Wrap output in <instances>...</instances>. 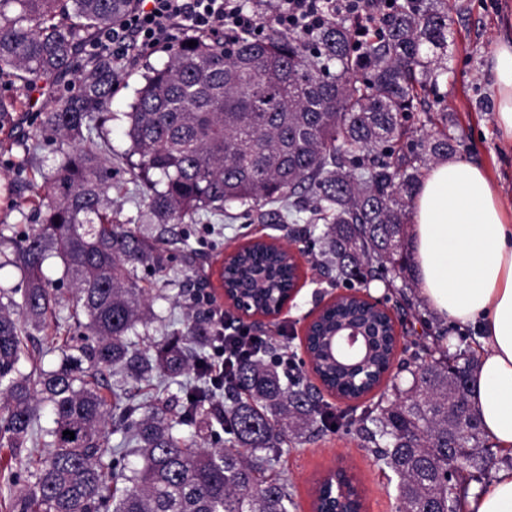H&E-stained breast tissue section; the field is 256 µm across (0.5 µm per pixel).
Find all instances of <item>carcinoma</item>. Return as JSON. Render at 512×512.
Instances as JSON below:
<instances>
[{"instance_id": "carcinoma-1", "label": "carcinoma", "mask_w": 512, "mask_h": 512, "mask_svg": "<svg viewBox=\"0 0 512 512\" xmlns=\"http://www.w3.org/2000/svg\"><path fill=\"white\" fill-rule=\"evenodd\" d=\"M435 0H413L392 13L363 50L340 19L311 42L298 33L177 40L168 62L144 75L125 113L126 160L149 185L147 207L160 224L221 211L232 204L264 206L288 199V217L311 236L322 220L318 265L347 288L397 271L410 274L407 221L421 169L456 152L443 130L415 135L407 122L433 84L427 48H448V13ZM130 0H0V76L24 84L71 72L85 42L122 18ZM197 42L190 47L188 42ZM118 74L101 57L74 91L44 113L40 134L67 142L44 194L29 199L40 222L16 241L15 264L26 288L21 310L0 300V501L9 512H290L287 480L260 474L276 460L288 435L328 426L330 412L313 387L284 368L285 352L268 343L240 358L224 379L185 392L180 409L156 398L119 422L124 451L141 460L107 476L111 457L105 427L121 394L103 389L105 372L134 381L173 380L188 368L191 350L207 347L210 316H191L185 331L154 343L155 355L133 349L131 336L152 316L137 267L170 269L166 240L119 223L104 209L112 167L97 151L94 133L106 121ZM138 156V162L131 161ZM158 179H152V176ZM55 256L76 288L75 315L94 339L62 352L46 370L27 369L26 337L58 305L43 265ZM290 256L264 241L243 247L225 284L245 290L266 311L290 286ZM356 322L372 337L365 371L339 366L323 337ZM395 336L388 318L356 299L325 310L308 350L323 382L345 394L364 372L389 362ZM405 363L410 385L378 406L358 432L398 478V512H462L468 484L491 462L471 405L477 359L440 361L433 347ZM224 392V406L212 397ZM52 406L53 426L39 425V404ZM228 435L229 448L193 446L179 425H210L209 409ZM69 430L75 438L63 435ZM50 440H43V436ZM26 461L34 482L19 485L12 463ZM122 483L112 494L109 479Z\"/></svg>"}]
</instances>
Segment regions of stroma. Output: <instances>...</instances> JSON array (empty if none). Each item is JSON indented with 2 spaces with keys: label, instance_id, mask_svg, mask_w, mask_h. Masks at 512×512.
<instances>
[{
  "label": "stroma",
  "instance_id": "stroma-1",
  "mask_svg": "<svg viewBox=\"0 0 512 512\" xmlns=\"http://www.w3.org/2000/svg\"><path fill=\"white\" fill-rule=\"evenodd\" d=\"M448 11V49L438 65L434 90L420 112L445 111L451 133L460 136L457 159L484 167L490 174L506 206L512 207V144L505 143L496 123L494 92L489 75L493 48L502 36H512V0H443ZM169 57V49H135L114 58L118 82L112 96V111L100 127L96 140L112 153L116 170L107 197L112 214L121 222L142 225L150 234H158L159 224L149 214L144 196L145 185L135 182L123 157L129 147L125 136V112L149 68H159ZM79 73L73 72L49 82L23 86L21 81L0 80V97L19 98L20 105L0 121V288L20 299L21 271L12 263L13 240L35 214L27 201L43 192L44 177L57 166L61 154L58 142L37 141L43 112L58 97L73 91ZM176 237L187 238L189 251L177 252L173 268L165 275L139 267V283L147 288L155 316L138 326L134 341L139 348L151 346L161 337L184 330L191 315L196 289L209 293L217 309H224L221 264L225 250L238 248L256 238L290 248L299 265V291L277 320L263 322L262 334L269 340L297 353L302 347L305 324L313 311L341 294L342 289L324 276L303 243L293 241L285 224L261 223L248 215L244 206L235 204L218 213L202 216L192 224L174 226ZM45 277L56 288L61 304L48 327L34 333L27 352L34 363L57 367L64 345L75 344L79 329L71 316L74 290L63 278L59 259H50ZM371 296L383 300L391 310L398 336L430 342L441 319L427 306L420 288H413L416 308L399 311V283L373 281L366 288ZM346 467L355 477L362 495L363 512H397V479L363 448L355 432L327 433L314 441L290 438L283 443L281 455L266 475L288 481L294 501L292 512H312L316 483L336 467Z\"/></svg>",
  "mask_w": 512,
  "mask_h": 512
}]
</instances>
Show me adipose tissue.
<instances>
[{
  "instance_id": "obj_1",
  "label": "adipose tissue",
  "mask_w": 512,
  "mask_h": 512,
  "mask_svg": "<svg viewBox=\"0 0 512 512\" xmlns=\"http://www.w3.org/2000/svg\"><path fill=\"white\" fill-rule=\"evenodd\" d=\"M496 122L512 144V40L491 59ZM413 261L422 296L452 323L483 322L487 347L473 406L485 434L512 449V213L488 172L450 159L434 165L413 203ZM470 512H512V470L469 501Z\"/></svg>"
}]
</instances>
